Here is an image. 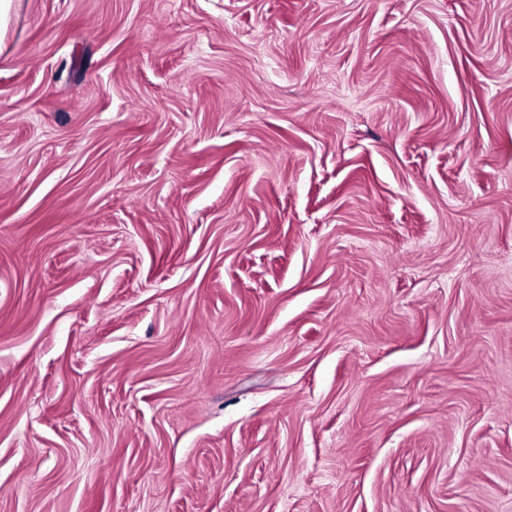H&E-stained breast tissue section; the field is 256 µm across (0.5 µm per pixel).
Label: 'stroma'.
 Masks as SVG:
<instances>
[{
    "mask_svg": "<svg viewBox=\"0 0 512 512\" xmlns=\"http://www.w3.org/2000/svg\"><path fill=\"white\" fill-rule=\"evenodd\" d=\"M0 512H512V0H14Z\"/></svg>",
    "mask_w": 512,
    "mask_h": 512,
    "instance_id": "1",
    "label": "stroma"
}]
</instances>
